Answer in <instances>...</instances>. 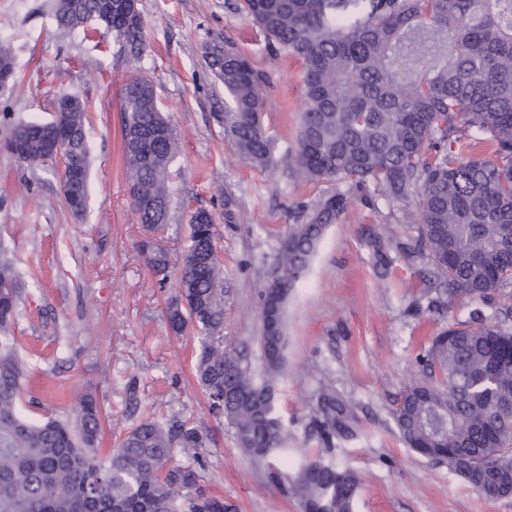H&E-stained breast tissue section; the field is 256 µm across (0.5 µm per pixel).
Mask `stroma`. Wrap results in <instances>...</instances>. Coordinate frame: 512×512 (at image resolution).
Returning a JSON list of instances; mask_svg holds the SVG:
<instances>
[{
	"label": "stroma",
	"instance_id": "35a3bbf8",
	"mask_svg": "<svg viewBox=\"0 0 512 512\" xmlns=\"http://www.w3.org/2000/svg\"><path fill=\"white\" fill-rule=\"evenodd\" d=\"M148 50L140 73L151 80L175 127L181 152L170 166V214L155 238L180 260L191 212L216 216L224 275V345L264 369L259 292L277 264L280 240L303 222L297 202L316 204L336 183L296 180L288 169L304 105L303 63L274 54L235 0H139ZM0 29L13 37L17 79L0 90V245L21 272L14 332L31 366L22 413L72 416L78 398L104 411L100 454L117 447L141 419L185 421L205 437L199 487L223 497L226 512H300L241 453L233 426L212 414L195 377V330L174 335L166 306L176 279L159 287L137 249L146 234L128 195L121 91L129 66L119 43L58 30L50 0H0ZM232 37L269 80L265 122L279 137L275 174L251 168L225 140L224 86L207 67L206 45ZM88 104L87 210L63 205L61 165L19 163L3 141L12 125L46 121L56 98ZM388 227L416 233L383 199L355 197L327 229L284 309L285 366L275 379L288 431V458L318 454L314 420L324 386L346 404L354 437L336 438L333 457L360 482L354 512H512V497L490 500L445 463L401 440L391 416L431 338L469 319L473 300L437 306L439 288L401 269L381 276L368 239Z\"/></svg>",
	"mask_w": 512,
	"mask_h": 512
}]
</instances>
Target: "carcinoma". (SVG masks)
<instances>
[{"mask_svg": "<svg viewBox=\"0 0 512 512\" xmlns=\"http://www.w3.org/2000/svg\"><path fill=\"white\" fill-rule=\"evenodd\" d=\"M277 52L304 64V108L291 173L307 182L336 181L362 196L372 191L417 225L406 241L372 234L376 266L387 276L395 258L427 260L421 283L441 281L448 297L477 308L469 321L434 337L421 374L410 379L392 414L414 452L436 458L478 492L495 459H512V0H239ZM53 19L66 32L100 29L121 44L131 67L122 88L123 138L132 205L153 232L168 222L169 167L180 147L152 83L138 74L147 51L144 20L130 0H54ZM205 59L224 84V138L254 169L277 168V136L264 123L258 72L231 38L218 36ZM73 133L65 168L78 176L62 185L72 215L88 202L90 151L85 107L62 116ZM54 121L15 127L5 146L18 161L45 162ZM341 192L314 206L281 240L280 307L305 275L328 225L347 210ZM159 286L170 277L167 251L138 242ZM180 296L166 320L177 336H199L196 379L213 413L235 429L239 447L266 466L269 481L298 500L301 512H353L357 477L323 456L288 476L274 462L285 442L274 377L285 362L284 330L262 328L266 377L224 347V277L215 216L191 214L189 244L178 268ZM19 273L0 249V512H224V498L195 491L197 455L167 467L178 449L203 447L185 423L146 417L99 458L101 411L90 394L71 419L34 422L20 410L29 367L14 324ZM326 448L345 433V408L324 392L317 405Z\"/></svg>", "mask_w": 512, "mask_h": 512, "instance_id": "1", "label": "carcinoma"}]
</instances>
